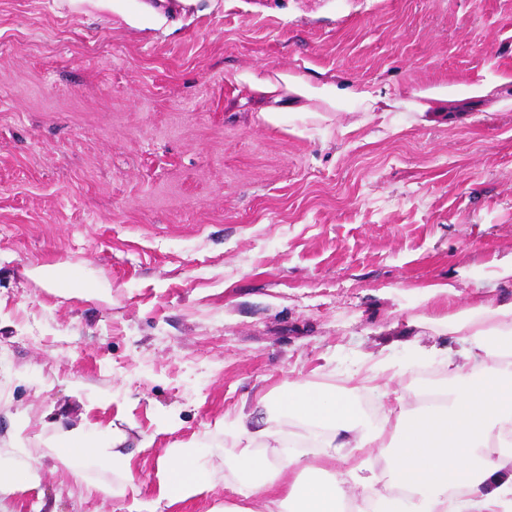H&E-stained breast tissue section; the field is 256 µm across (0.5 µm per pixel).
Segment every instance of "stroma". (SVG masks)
Returning <instances> with one entry per match:
<instances>
[{
	"instance_id": "stroma-1",
	"label": "stroma",
	"mask_w": 512,
	"mask_h": 512,
	"mask_svg": "<svg viewBox=\"0 0 512 512\" xmlns=\"http://www.w3.org/2000/svg\"><path fill=\"white\" fill-rule=\"evenodd\" d=\"M263 71L398 104L274 126L236 80ZM511 301L512 0H0V463L42 471L14 512H128L131 478L154 512H248L242 406L360 402L385 363L446 387L449 320ZM78 423L130 468L68 467ZM174 446L208 492L160 495ZM416 95L426 102L421 104L422 111L434 109V112L448 111V103L456 100L455 90L452 87H432L420 90ZM126 442L125 433L119 428H112L111 434L93 438L85 430L83 424L63 429L56 438L54 446L57 451L70 459L99 456L111 458L112 462L130 466L133 451L122 448Z\"/></svg>"
}]
</instances>
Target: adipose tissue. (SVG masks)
<instances>
[{
    "mask_svg": "<svg viewBox=\"0 0 512 512\" xmlns=\"http://www.w3.org/2000/svg\"><path fill=\"white\" fill-rule=\"evenodd\" d=\"M241 80L261 98L294 90L303 100L296 112L304 117L313 116L314 101L331 109L343 102L371 109L391 100L368 85L314 87L288 73H247ZM448 332L463 349L448 361L451 383L437 404H424L423 390L405 395L377 375L359 374L365 391L399 407L394 422H374L341 391L295 384L276 401L262 399L240 411L237 428L249 448L238 461L247 477L238 494L258 503L259 512H340L349 502L355 512H512V302L478 315L461 313ZM290 424L304 431V453L333 462L329 478H293L304 453L283 450ZM125 442L121 429L94 438L77 424L62 430L54 446L73 460L99 456L126 464L133 453ZM255 443L261 452L252 451ZM376 448L388 451L380 472L372 458ZM159 474L167 495L192 497L209 486L205 464L180 448L160 457ZM285 479L291 485L281 497L276 488Z\"/></svg>",
    "mask_w": 512,
    "mask_h": 512,
    "instance_id": "ef3b65f1",
    "label": "adipose tissue"
}]
</instances>
